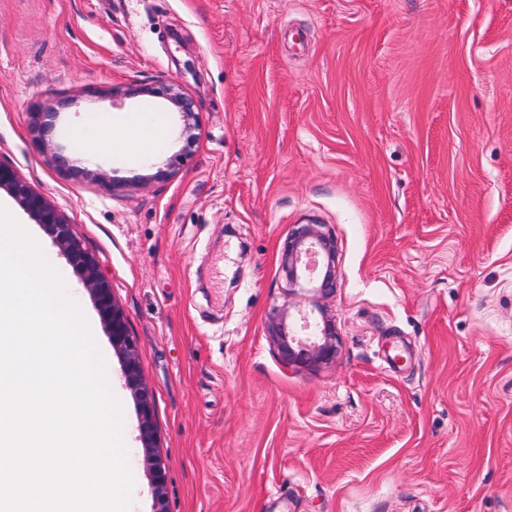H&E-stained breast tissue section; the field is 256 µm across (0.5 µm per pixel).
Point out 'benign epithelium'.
<instances>
[{
	"label": "benign epithelium",
	"mask_w": 512,
	"mask_h": 512,
	"mask_svg": "<svg viewBox=\"0 0 512 512\" xmlns=\"http://www.w3.org/2000/svg\"><path fill=\"white\" fill-rule=\"evenodd\" d=\"M161 93L168 102V110L180 116L182 132L198 127L194 101L180 85H165ZM188 155L185 146L158 168L146 165L148 172L139 175L131 186L143 187L159 177L172 175ZM1 190L10 194L52 237L93 296L112 347L122 357L125 384L138 403L139 439L144 448H155L153 395L143 379L137 346L130 336L126 317L115 303L112 288L102 276L96 258L73 233L64 215L44 195L21 180L13 167L3 162H0ZM336 254L335 237L326 225L313 219L293 225L283 244L280 272L286 287L282 304L274 306L267 315L265 335L279 358L288 365L318 368L336 359L338 331L336 317L329 309V300L336 295L339 282ZM151 486L155 512H167L165 464L156 452L152 453Z\"/></svg>",
	"instance_id": "1"
}]
</instances>
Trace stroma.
Returning <instances> with one entry per match:
<instances>
[{
  "label": "stroma",
  "mask_w": 512,
  "mask_h": 512,
  "mask_svg": "<svg viewBox=\"0 0 512 512\" xmlns=\"http://www.w3.org/2000/svg\"><path fill=\"white\" fill-rule=\"evenodd\" d=\"M161 83L195 101L190 154L112 189L97 172L133 176L137 158L89 156L77 131L152 112L173 155ZM0 161L66 215L127 317L168 512H512V0H0ZM0 203L89 322L122 406L129 512H154L94 301ZM308 218L340 274L338 353L317 369L264 335ZM188 145L184 146L179 153L176 155L170 157L168 160H166V163H164L163 166H158L157 171L155 173H145L139 175L132 183V187H143L147 184H149L151 181L162 177V176H171L177 166L181 165V162L183 160H186L187 156L189 155Z\"/></svg>",
  "instance_id": "obj_1"
}]
</instances>
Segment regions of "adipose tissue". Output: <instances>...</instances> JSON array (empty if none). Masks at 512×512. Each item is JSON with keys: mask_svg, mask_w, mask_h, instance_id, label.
I'll return each instance as SVG.
<instances>
[{"mask_svg": "<svg viewBox=\"0 0 512 512\" xmlns=\"http://www.w3.org/2000/svg\"><path fill=\"white\" fill-rule=\"evenodd\" d=\"M108 134L113 147L118 149H134L141 156L153 153L156 135L152 124L145 115H128L113 119L111 113H100L93 130L86 132L85 139L90 153H97L102 148L101 134Z\"/></svg>", "mask_w": 512, "mask_h": 512, "instance_id": "obj_1", "label": "adipose tissue"}]
</instances>
